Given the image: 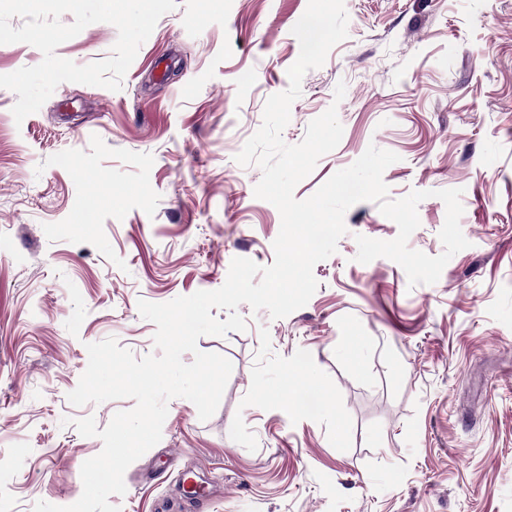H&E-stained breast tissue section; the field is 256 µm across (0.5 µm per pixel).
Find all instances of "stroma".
<instances>
[{
    "mask_svg": "<svg viewBox=\"0 0 512 512\" xmlns=\"http://www.w3.org/2000/svg\"><path fill=\"white\" fill-rule=\"evenodd\" d=\"M307 3L178 0L121 90L64 82L20 123L0 88V512L75 503L103 448L75 420L102 429L134 407L70 404L87 344L157 354L139 301L218 289L236 257L273 263L280 213L235 157L289 86ZM344 5L347 36L304 75L283 139L332 106L343 136L295 198L373 144L399 156L390 199L431 193L409 247L443 252L448 188L469 246L412 287L388 258L357 262V236L398 227L376 203L349 208L305 306L243 304L244 331L199 338L233 366L221 403L203 421L169 401L110 498L121 512H512V0ZM117 38L93 23L55 53L83 66Z\"/></svg>",
    "mask_w": 512,
    "mask_h": 512,
    "instance_id": "35a3bbf8",
    "label": "stroma"
}]
</instances>
